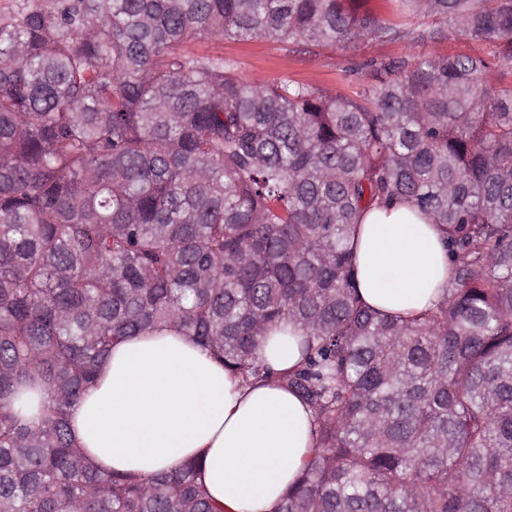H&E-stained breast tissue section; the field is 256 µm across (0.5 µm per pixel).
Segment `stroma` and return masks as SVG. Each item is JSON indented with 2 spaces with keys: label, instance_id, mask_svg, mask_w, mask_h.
I'll list each match as a JSON object with an SVG mask.
<instances>
[{
  "label": "stroma",
  "instance_id": "stroma-1",
  "mask_svg": "<svg viewBox=\"0 0 512 512\" xmlns=\"http://www.w3.org/2000/svg\"><path fill=\"white\" fill-rule=\"evenodd\" d=\"M187 52L221 58L234 66L237 76L251 83L272 86L284 82L300 83L333 94H348L367 82L364 64L375 58L404 56H444L479 52V45L454 35L437 42L419 43L408 38L391 41L364 40L355 46L299 49L265 38L248 41L233 39H193Z\"/></svg>",
  "mask_w": 512,
  "mask_h": 512
}]
</instances>
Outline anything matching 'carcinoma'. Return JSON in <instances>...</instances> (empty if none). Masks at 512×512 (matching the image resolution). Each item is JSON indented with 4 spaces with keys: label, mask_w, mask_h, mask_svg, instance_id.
Segmentation results:
<instances>
[{
    "label": "carcinoma",
    "mask_w": 512,
    "mask_h": 512,
    "mask_svg": "<svg viewBox=\"0 0 512 512\" xmlns=\"http://www.w3.org/2000/svg\"><path fill=\"white\" fill-rule=\"evenodd\" d=\"M395 2L401 23L356 0H48L0 19V512H224L197 462L104 472L69 418L116 342L173 328L246 381L280 321L305 332L278 381L317 441L275 512H512V0ZM446 25L493 50L373 59L348 95L183 49ZM397 201L452 261L411 319L364 304L350 245Z\"/></svg>",
    "instance_id": "cac0c4a2"
}]
</instances>
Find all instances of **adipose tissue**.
Wrapping results in <instances>:
<instances>
[{
    "label": "adipose tissue",
    "mask_w": 512,
    "mask_h": 512,
    "mask_svg": "<svg viewBox=\"0 0 512 512\" xmlns=\"http://www.w3.org/2000/svg\"><path fill=\"white\" fill-rule=\"evenodd\" d=\"M358 292L399 317L440 302L450 262L439 226L405 204L370 210L354 238ZM303 331L286 322L257 339L256 358L293 371ZM71 431L104 471L151 475L189 460L225 512H273L316 444L313 413L295 392L229 371L197 343L164 329L113 345Z\"/></svg>",
    "instance_id": "ef3b65f1"
}]
</instances>
